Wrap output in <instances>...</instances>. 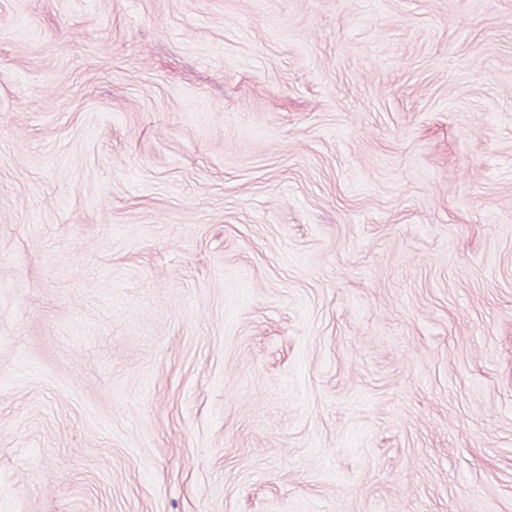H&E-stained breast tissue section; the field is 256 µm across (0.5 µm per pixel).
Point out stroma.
I'll use <instances>...</instances> for the list:
<instances>
[{
	"instance_id": "stroma-1",
	"label": "stroma",
	"mask_w": 512,
	"mask_h": 512,
	"mask_svg": "<svg viewBox=\"0 0 512 512\" xmlns=\"http://www.w3.org/2000/svg\"><path fill=\"white\" fill-rule=\"evenodd\" d=\"M0 512H512V0H0Z\"/></svg>"
}]
</instances>
